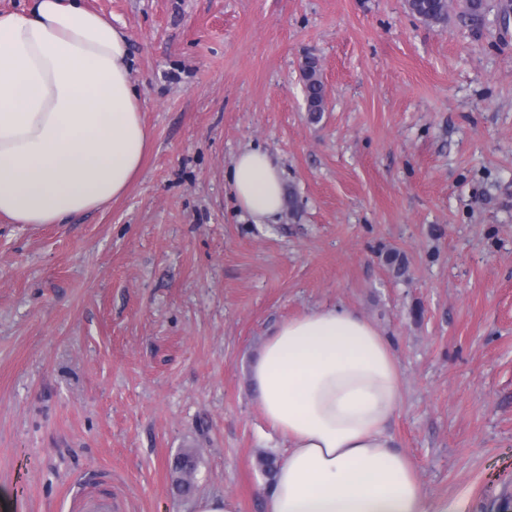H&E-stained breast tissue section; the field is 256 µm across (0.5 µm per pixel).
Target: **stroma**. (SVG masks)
Wrapping results in <instances>:
<instances>
[{
  "mask_svg": "<svg viewBox=\"0 0 512 512\" xmlns=\"http://www.w3.org/2000/svg\"><path fill=\"white\" fill-rule=\"evenodd\" d=\"M87 2L128 35L149 148L106 210L0 217V512H264L286 445L251 367L326 305L392 341L423 493L512 512V0L479 22L453 0L440 25L407 0ZM251 145L283 170L274 224L231 194ZM305 71V100L306 109L312 120L319 119L321 112H324L325 106V89L322 80L317 72L316 62L312 59L308 60L304 66Z\"/></svg>",
  "mask_w": 512,
  "mask_h": 512,
  "instance_id": "35a3bbf8",
  "label": "stroma"
}]
</instances>
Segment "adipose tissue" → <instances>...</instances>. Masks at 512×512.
Wrapping results in <instances>:
<instances>
[{
	"instance_id": "1",
	"label": "adipose tissue",
	"mask_w": 512,
	"mask_h": 512,
	"mask_svg": "<svg viewBox=\"0 0 512 512\" xmlns=\"http://www.w3.org/2000/svg\"><path fill=\"white\" fill-rule=\"evenodd\" d=\"M128 55L123 30L86 0L0 13V216L60 224L125 194L149 143ZM229 177L254 223L281 213L284 181L269 153L240 151ZM251 379L288 444L260 487L265 512H448L395 448L400 369L358 310L319 307L280 323Z\"/></svg>"
}]
</instances>
